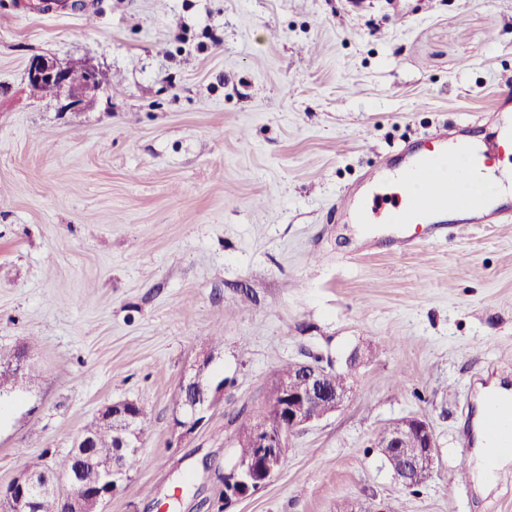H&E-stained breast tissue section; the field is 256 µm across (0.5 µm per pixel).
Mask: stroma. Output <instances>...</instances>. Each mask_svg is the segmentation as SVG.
Masks as SVG:
<instances>
[{"instance_id":"35a3bbf8","label":"stroma","mask_w":512,"mask_h":512,"mask_svg":"<svg viewBox=\"0 0 512 512\" xmlns=\"http://www.w3.org/2000/svg\"><path fill=\"white\" fill-rule=\"evenodd\" d=\"M36 55L108 82L61 111L26 89ZM503 97L512 0H0V353L39 372L0 397V485L135 399L140 465L105 512H217L234 416L284 365L369 348L227 512H512V465L486 490L460 453L482 388H512V223L403 251L349 217L399 146L471 120L494 140ZM204 361L224 391L184 435L175 399ZM408 415L437 442L410 490L374 447Z\"/></svg>"}]
</instances>
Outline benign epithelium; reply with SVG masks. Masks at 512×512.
I'll return each mask as SVG.
<instances>
[{"mask_svg": "<svg viewBox=\"0 0 512 512\" xmlns=\"http://www.w3.org/2000/svg\"><path fill=\"white\" fill-rule=\"evenodd\" d=\"M97 71L98 67L88 60L62 62L51 56L36 55L28 62L25 81L30 96L62 99L64 110L81 112L86 100L100 89ZM31 367L29 355L18 352L10 361L8 371L18 381L26 377ZM328 375V367L315 361L298 363L295 370L277 379L284 426L275 434L254 438L252 447L259 449L258 457L237 463L224 473V506L264 488L283 467L291 437L322 416L334 413L344 403L345 393L330 392L324 387ZM181 390L184 414L175 419V427L187 435L202 425L205 411L214 405L224 386L211 391L191 376L182 382ZM144 416V406L131 399L116 401L100 410L98 420L112 426L117 451L111 460L99 463V483L88 484L81 471L71 467H34L1 486L0 497L8 498L12 512H39V503L46 498L56 499L60 512H100L122 489V453L139 446ZM375 447L394 450L386 463L395 479L406 488L413 487L423 468L435 464L433 429L426 419L415 415L393 421L385 433L378 435Z\"/></svg>", "mask_w": 512, "mask_h": 512, "instance_id": "1", "label": "benign epithelium"}]
</instances>
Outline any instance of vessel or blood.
I'll list each match as a JSON object with an SVG mask.
<instances>
[{"instance_id":"b4317fda","label":"vessel or blood","mask_w":512,"mask_h":512,"mask_svg":"<svg viewBox=\"0 0 512 512\" xmlns=\"http://www.w3.org/2000/svg\"><path fill=\"white\" fill-rule=\"evenodd\" d=\"M430 138L432 147L413 146L408 165L392 192H385L384 172L372 170L368 185L375 191L361 208L352 210L353 221L365 224L370 210L379 201H388L384 221L421 228L425 239L438 240L446 237L451 227L446 224L444 213L454 210L470 215L473 222L489 219L490 187L478 185L474 175L485 170L492 157L512 148V130L502 133L497 141L473 143L462 136L444 131H434ZM455 167L453 179L443 178L447 167ZM483 430L501 440L504 447L512 446V401L492 400L486 408Z\"/></svg>"}]
</instances>
